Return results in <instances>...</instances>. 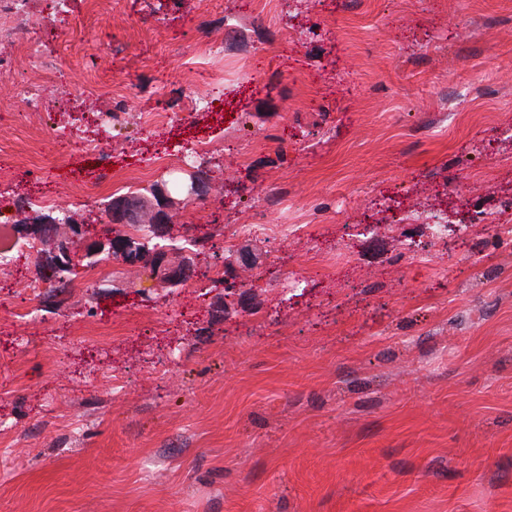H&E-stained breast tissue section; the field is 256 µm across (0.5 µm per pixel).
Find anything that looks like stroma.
<instances>
[{
	"instance_id": "stroma-1",
	"label": "stroma",
	"mask_w": 512,
	"mask_h": 512,
	"mask_svg": "<svg viewBox=\"0 0 512 512\" xmlns=\"http://www.w3.org/2000/svg\"><path fill=\"white\" fill-rule=\"evenodd\" d=\"M190 153L232 265L0 267V512H512V0H0V240ZM176 247L171 245L157 246V250L151 253V261L154 264V273L166 288H175L183 285L190 272L183 262H175L170 257L175 253Z\"/></svg>"
}]
</instances>
